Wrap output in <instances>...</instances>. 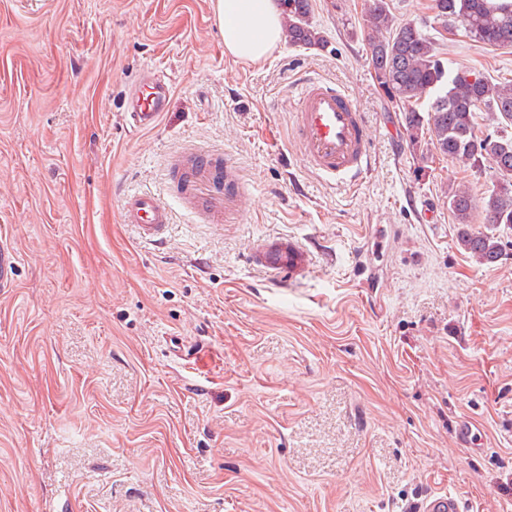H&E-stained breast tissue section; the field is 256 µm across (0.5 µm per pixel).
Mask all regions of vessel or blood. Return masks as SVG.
<instances>
[{
  "label": "vessel or blood",
  "instance_id": "1",
  "mask_svg": "<svg viewBox=\"0 0 512 512\" xmlns=\"http://www.w3.org/2000/svg\"><path fill=\"white\" fill-rule=\"evenodd\" d=\"M169 79L157 71L143 72L125 93L131 129L155 126L170 98ZM293 141L302 165L325 184L356 185L373 165V125L344 86L318 76L299 84L293 112ZM169 167L177 179L171 191L194 210L201 223L235 222L245 210L247 187L238 163L205 149L185 148L173 154ZM123 223L133 225L148 242L165 239L174 222L172 207L150 192H128L121 199ZM257 264L269 272L291 275L306 271L311 256L285 237L266 240L256 251ZM18 254L0 239V290L14 287ZM419 512H465L462 499L448 492L426 496Z\"/></svg>",
  "mask_w": 512,
  "mask_h": 512
}]
</instances>
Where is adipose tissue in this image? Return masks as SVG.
I'll use <instances>...</instances> for the list:
<instances>
[{"instance_id":"adipose-tissue-1","label":"adipose tissue","mask_w":512,"mask_h":512,"mask_svg":"<svg viewBox=\"0 0 512 512\" xmlns=\"http://www.w3.org/2000/svg\"><path fill=\"white\" fill-rule=\"evenodd\" d=\"M211 9L224 35V52L236 60L263 63L284 39L276 0H211Z\"/></svg>"}]
</instances>
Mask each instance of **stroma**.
<instances>
[{"instance_id":"obj_1","label":"stroma","mask_w":512,"mask_h":512,"mask_svg":"<svg viewBox=\"0 0 512 512\" xmlns=\"http://www.w3.org/2000/svg\"><path fill=\"white\" fill-rule=\"evenodd\" d=\"M372 0H312L325 49L224 54L210 0H0V512H418L428 494L512 512V258L478 265L448 193L492 190L420 158L365 51ZM449 65L512 78V48L444 37ZM162 70L158 125L127 82ZM342 84L375 162L330 187L291 140L306 76ZM238 163V224L181 202L168 242L122 223L128 189L166 196L187 145ZM299 275L252 258L269 237ZM471 425L467 443L461 426ZM171 92L172 84L165 75L151 69L143 72L125 93L129 104L125 113L130 128L142 131L155 126L165 111ZM18 267V254L13 244L0 239V290L14 288L16 271ZM257 265L269 272L300 274L311 264V255L301 245L286 237L266 240L256 251Z\"/></svg>"}]
</instances>
